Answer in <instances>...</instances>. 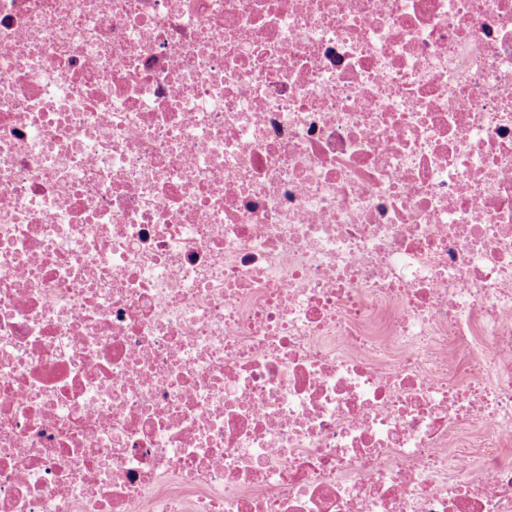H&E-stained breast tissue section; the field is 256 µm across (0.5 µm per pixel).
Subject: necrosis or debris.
Masks as SVG:
<instances>
[{
  "mask_svg": "<svg viewBox=\"0 0 512 512\" xmlns=\"http://www.w3.org/2000/svg\"><path fill=\"white\" fill-rule=\"evenodd\" d=\"M0 512H512V0H0Z\"/></svg>",
  "mask_w": 512,
  "mask_h": 512,
  "instance_id": "necrosis-or-debris-1",
  "label": "necrosis or debris"
}]
</instances>
